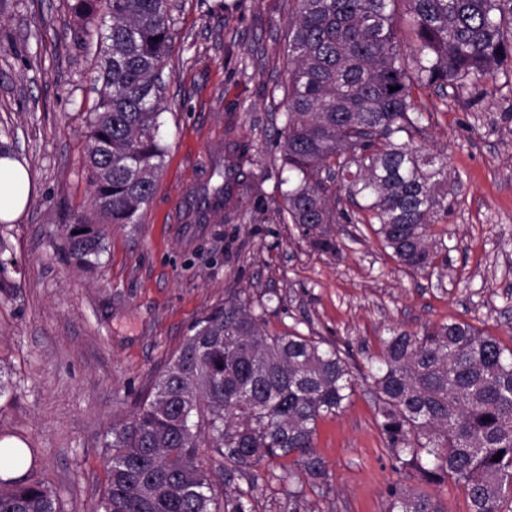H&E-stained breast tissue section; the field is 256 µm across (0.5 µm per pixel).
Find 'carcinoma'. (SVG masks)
<instances>
[{
  "instance_id": "cac0c4a2",
  "label": "carcinoma",
  "mask_w": 512,
  "mask_h": 512,
  "mask_svg": "<svg viewBox=\"0 0 512 512\" xmlns=\"http://www.w3.org/2000/svg\"><path fill=\"white\" fill-rule=\"evenodd\" d=\"M295 2L281 129L287 219L307 229L315 249L337 254L339 243L321 225L333 223L343 192L401 265L433 266L430 227L450 209L448 157L426 145L416 99L512 73V0ZM71 8L87 26L102 8L112 17L86 165L96 211L111 224H133L165 153L159 118L172 6L75 0ZM217 174L221 182L201 195L205 208L225 205L236 182L232 167ZM104 239L89 221L66 228L68 251L82 264ZM258 308L230 302L200 319L129 421L112 426L107 486L93 512H255L258 477L219 498L199 458L203 443L229 473L293 457L294 468L279 477L288 483V512H299L308 488L330 492L313 439L319 420L351 401L355 366L320 337L266 332V305ZM365 380L399 470L463 487L470 512H512V347L462 320L398 328ZM0 455L14 471L35 463L32 449ZM0 512L62 509L52 488L23 474L0 476ZM387 512L440 510L398 483Z\"/></svg>"
}]
</instances>
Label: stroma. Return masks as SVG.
<instances>
[{
  "instance_id": "stroma-1",
  "label": "stroma",
  "mask_w": 512,
  "mask_h": 512,
  "mask_svg": "<svg viewBox=\"0 0 512 512\" xmlns=\"http://www.w3.org/2000/svg\"><path fill=\"white\" fill-rule=\"evenodd\" d=\"M73 0H13L0 13V127L33 180L28 208L0 222L11 296H0V439L38 454L34 481L63 512H91L106 488L113 423L139 407L195 322L225 302L268 304L266 328L299 330L349 350L356 364L390 328L463 320L512 346V79L440 98L426 143L448 156L453 209L432 232L446 264L399 265L357 208L340 199L341 245L312 248L282 221L283 85L294 0H171L175 36L160 116L167 147L156 190L132 224L107 227L92 266L65 246V227L93 216L85 164L107 29L84 33ZM250 148L229 204L198 209L218 168ZM314 446L331 475L309 512H386L389 484L430 495L440 512H470L464 489L396 469L365 382L319 421Z\"/></svg>"
}]
</instances>
